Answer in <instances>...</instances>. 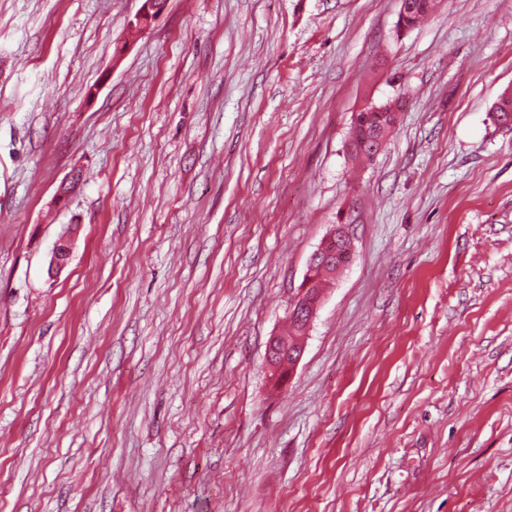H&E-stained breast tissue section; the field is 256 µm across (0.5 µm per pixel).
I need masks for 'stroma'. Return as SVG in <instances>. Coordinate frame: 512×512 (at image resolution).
<instances>
[{
  "label": "stroma",
  "mask_w": 512,
  "mask_h": 512,
  "mask_svg": "<svg viewBox=\"0 0 512 512\" xmlns=\"http://www.w3.org/2000/svg\"><path fill=\"white\" fill-rule=\"evenodd\" d=\"M142 3L0 0V512H512V0ZM383 105V104H382ZM377 108L375 104L365 106L358 111V121L352 118L348 136L354 137L359 143L365 146L366 150L360 152L357 147L350 153L352 160L370 159L371 145L374 143V137L383 130L394 131L398 121V111ZM350 224H336L334 229L321 241L317 249L312 253L308 262L307 274L297 289V292L291 299L288 307V322L296 321L302 326L304 336L294 342L295 352L290 351V358L288 357V340L285 336L292 337L298 333L294 323L291 322L288 327V332L283 336L282 334L272 336L268 342L267 347V364L270 372L275 374L272 378L276 380L281 373L286 372L284 377L278 381V387L282 386L289 374L294 370L300 361L304 352V337L310 328V325L317 314L319 304L321 301L322 290L324 282L328 279H333L338 274L337 269L330 270V274L323 276L321 281V288H312L315 280L311 277H318L320 275V267L317 265L331 264L335 265L338 270H343L349 265L353 259V248L350 236ZM345 242V245H342ZM282 346H285L287 355L281 360L278 359L276 351Z\"/></svg>",
  "instance_id": "35a3bbf8"
}]
</instances>
